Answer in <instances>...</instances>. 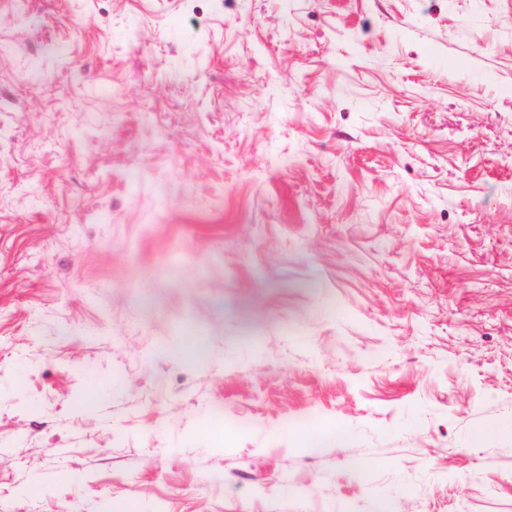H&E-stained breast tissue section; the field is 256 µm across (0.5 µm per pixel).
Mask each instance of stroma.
<instances>
[{
    "instance_id": "35a3bbf8",
    "label": "stroma",
    "mask_w": 512,
    "mask_h": 512,
    "mask_svg": "<svg viewBox=\"0 0 512 512\" xmlns=\"http://www.w3.org/2000/svg\"><path fill=\"white\" fill-rule=\"evenodd\" d=\"M500 423L512 0H0V512H512Z\"/></svg>"
}]
</instances>
